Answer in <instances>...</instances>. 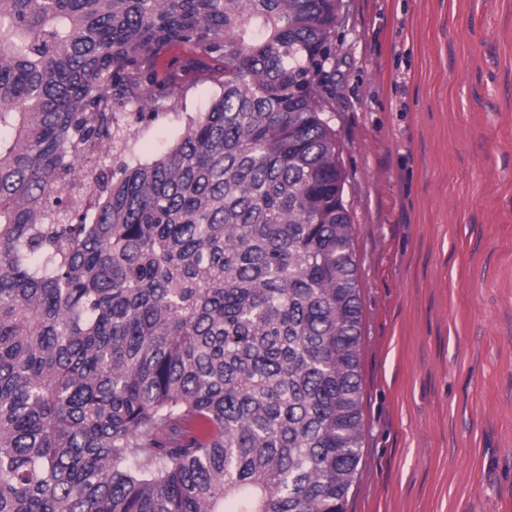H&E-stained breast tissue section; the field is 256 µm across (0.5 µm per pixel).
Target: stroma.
Instances as JSON below:
<instances>
[{
	"label": "stroma",
	"mask_w": 512,
	"mask_h": 512,
	"mask_svg": "<svg viewBox=\"0 0 512 512\" xmlns=\"http://www.w3.org/2000/svg\"><path fill=\"white\" fill-rule=\"evenodd\" d=\"M328 113L355 224L365 440L347 512H512V0H348ZM171 46L176 142L221 88Z\"/></svg>",
	"instance_id": "1"
}]
</instances>
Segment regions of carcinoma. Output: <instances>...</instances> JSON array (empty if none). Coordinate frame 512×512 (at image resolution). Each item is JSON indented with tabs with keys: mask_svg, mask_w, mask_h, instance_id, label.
<instances>
[{
	"mask_svg": "<svg viewBox=\"0 0 512 512\" xmlns=\"http://www.w3.org/2000/svg\"><path fill=\"white\" fill-rule=\"evenodd\" d=\"M342 3L0 0V512H346ZM174 42L222 92L115 169L133 126L177 111L155 69Z\"/></svg>",
	"mask_w": 512,
	"mask_h": 512,
	"instance_id": "carcinoma-1",
	"label": "carcinoma"
}]
</instances>
